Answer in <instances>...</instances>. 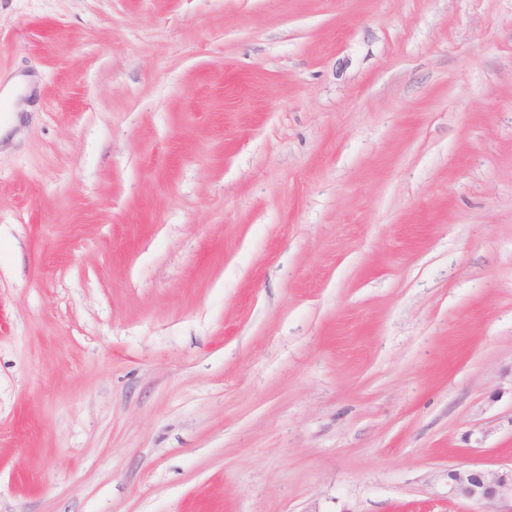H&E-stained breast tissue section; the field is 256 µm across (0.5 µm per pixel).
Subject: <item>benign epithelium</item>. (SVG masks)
Instances as JSON below:
<instances>
[{
  "instance_id": "obj_1",
  "label": "benign epithelium",
  "mask_w": 512,
  "mask_h": 512,
  "mask_svg": "<svg viewBox=\"0 0 512 512\" xmlns=\"http://www.w3.org/2000/svg\"><path fill=\"white\" fill-rule=\"evenodd\" d=\"M448 496L494 507L493 512H512V466L488 471L477 466L448 470Z\"/></svg>"
}]
</instances>
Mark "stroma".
<instances>
[{
  "mask_svg": "<svg viewBox=\"0 0 512 512\" xmlns=\"http://www.w3.org/2000/svg\"><path fill=\"white\" fill-rule=\"evenodd\" d=\"M0 512H477L512 462V0H0ZM448 496L495 508L482 512H512V464L494 471L477 466L448 469Z\"/></svg>",
  "mask_w": 512,
  "mask_h": 512,
  "instance_id": "obj_1",
  "label": "stroma"
}]
</instances>
